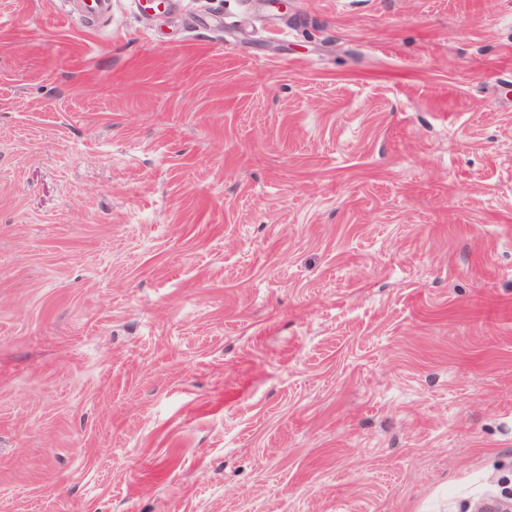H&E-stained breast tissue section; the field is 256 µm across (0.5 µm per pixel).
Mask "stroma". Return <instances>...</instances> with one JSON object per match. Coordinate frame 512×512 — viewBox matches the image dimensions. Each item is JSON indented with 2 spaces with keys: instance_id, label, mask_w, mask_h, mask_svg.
I'll return each mask as SVG.
<instances>
[{
  "instance_id": "obj_1",
  "label": "stroma",
  "mask_w": 512,
  "mask_h": 512,
  "mask_svg": "<svg viewBox=\"0 0 512 512\" xmlns=\"http://www.w3.org/2000/svg\"><path fill=\"white\" fill-rule=\"evenodd\" d=\"M0 0V512L512 496V0ZM79 1L77 9L66 10L67 18L73 23L87 26L95 19L112 21V0Z\"/></svg>"
}]
</instances>
